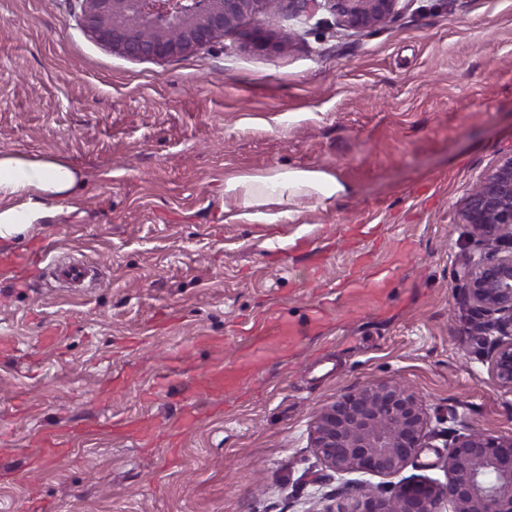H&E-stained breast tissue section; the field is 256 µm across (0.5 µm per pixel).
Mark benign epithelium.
I'll list each match as a JSON object with an SVG mask.
<instances>
[{"instance_id":"benign-epithelium-1","label":"benign epithelium","mask_w":512,"mask_h":512,"mask_svg":"<svg viewBox=\"0 0 512 512\" xmlns=\"http://www.w3.org/2000/svg\"><path fill=\"white\" fill-rule=\"evenodd\" d=\"M83 29L110 51L134 60L191 55L224 38L246 16L269 13L280 0H77ZM292 16L327 11L337 26L371 35L407 0H289ZM256 26L247 45L286 47ZM461 223L473 249L464 254L457 288L468 313V335L485 351L495 383L512 392V153L460 200ZM437 436L419 394L398 379L364 384L318 409L308 438L334 474L399 475ZM447 480L351 485L344 501L320 512H512V435L456 433L445 462Z\"/></svg>"}]
</instances>
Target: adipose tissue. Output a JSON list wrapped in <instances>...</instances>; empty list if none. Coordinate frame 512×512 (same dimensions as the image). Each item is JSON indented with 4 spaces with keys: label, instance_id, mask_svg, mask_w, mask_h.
Wrapping results in <instances>:
<instances>
[{
    "label": "adipose tissue",
    "instance_id": "adipose-tissue-1",
    "mask_svg": "<svg viewBox=\"0 0 512 512\" xmlns=\"http://www.w3.org/2000/svg\"><path fill=\"white\" fill-rule=\"evenodd\" d=\"M79 184L77 171L63 161L0 153V241L7 243L26 234L37 219L48 214L44 208L18 210L12 204L13 199L21 195L64 199ZM336 191V184L325 175L300 170L244 176L228 182L224 189L245 210L273 197L298 194L329 197Z\"/></svg>",
    "mask_w": 512,
    "mask_h": 512
}]
</instances>
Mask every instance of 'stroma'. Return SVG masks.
<instances>
[{
	"instance_id": "stroma-1",
	"label": "stroma",
	"mask_w": 512,
	"mask_h": 512,
	"mask_svg": "<svg viewBox=\"0 0 512 512\" xmlns=\"http://www.w3.org/2000/svg\"><path fill=\"white\" fill-rule=\"evenodd\" d=\"M76 0H0V153L57 158L83 184L1 254L47 247L91 267L79 287L0 279V512H318L350 476L309 446L314 411L400 379L436 436L401 479L445 481L444 433L512 434V393L466 333L456 288L467 248L458 204L512 152V0H413L363 35L291 17L278 53L248 48L255 18L187 57L131 60L91 38ZM315 171L331 197L271 198L245 218L228 180ZM385 274V312L325 293L360 253ZM327 300L328 332L214 412L201 374L232 361L242 321L270 306L302 320ZM57 331L55 342L43 339ZM220 336L223 351L195 346ZM183 357L173 385L155 383ZM196 425L165 445L102 430L165 431L185 398ZM94 426L63 455L40 431Z\"/></svg>"
}]
</instances>
